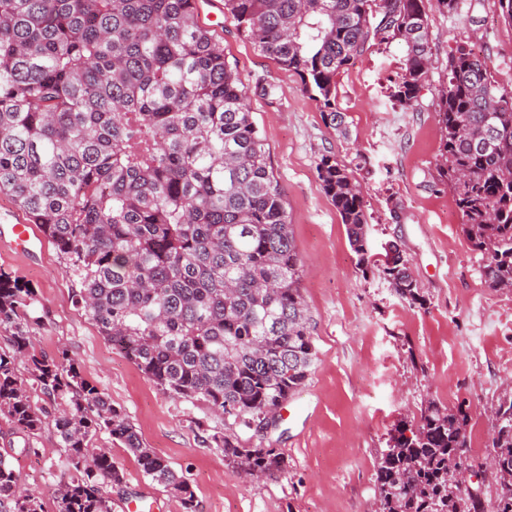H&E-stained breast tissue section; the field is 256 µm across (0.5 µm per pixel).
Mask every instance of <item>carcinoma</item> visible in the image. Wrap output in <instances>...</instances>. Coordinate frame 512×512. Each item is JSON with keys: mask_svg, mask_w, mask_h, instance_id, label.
Listing matches in <instances>:
<instances>
[{"mask_svg": "<svg viewBox=\"0 0 512 512\" xmlns=\"http://www.w3.org/2000/svg\"><path fill=\"white\" fill-rule=\"evenodd\" d=\"M375 0H224L239 34L297 74L339 127L336 77L372 38L400 41L392 97L417 100L431 47L423 0H392L372 25ZM238 72L195 0H0V193L65 261L72 298L112 347L169 395L204 402L252 428L299 394L317 360L300 291L301 262L269 152ZM439 176L462 230L485 258L488 287H512V89L466 43L448 54L439 90ZM325 195L346 226L358 265L371 264L364 195L324 156ZM380 271L397 294L424 304L395 248ZM36 293L0 272V416L30 438L54 430L66 477L53 512H113L109 488L124 472L98 433L133 454L153 482L195 512L189 482L147 448L112 401L74 364L30 353ZM29 357V378L14 359ZM40 392L46 404L37 405ZM496 496L460 487L453 460L469 458L466 408L429 404L401 420L376 467V512H512V391L492 407ZM224 459L256 476L281 475L276 448L212 436ZM0 512H48L24 494L0 454Z\"/></svg>", "mask_w": 512, "mask_h": 512, "instance_id": "obj_1", "label": "carcinoma"}]
</instances>
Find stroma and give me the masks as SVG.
Segmentation results:
<instances>
[{
	"mask_svg": "<svg viewBox=\"0 0 512 512\" xmlns=\"http://www.w3.org/2000/svg\"><path fill=\"white\" fill-rule=\"evenodd\" d=\"M432 68L413 107L392 98L405 48L370 41L337 78L336 108L345 131L328 127L300 80L241 36L231 19L214 34L246 85L252 118L263 136L303 265L301 293L318 350L303 390L285 403L276 425L258 435L202 403L170 396L113 349L72 302V282L52 244L21 255L0 247V270L33 288L31 334L36 355L67 350L83 377L121 407L144 444L192 486L197 512H375L376 465L390 432L429 402L465 405L472 448H488L489 408L512 386V291L488 288L483 255L462 232L453 195L438 175L442 130L438 90L448 54L468 43L485 55L495 79L512 86V27L496 0H464L461 15L428 9ZM274 85V98L255 92ZM329 155L360 184L369 215L374 261L397 243L426 298L410 306L377 270H362L346 228L317 176ZM278 449L285 474L256 480L211 443L213 434ZM37 453L0 417V453L20 485L47 494L64 472L52 430L35 437ZM124 471L112 489L114 512H183L180 501L151 481L135 457L108 433Z\"/></svg>",
	"mask_w": 512,
	"mask_h": 512,
	"instance_id": "1",
	"label": "stroma"
}]
</instances>
